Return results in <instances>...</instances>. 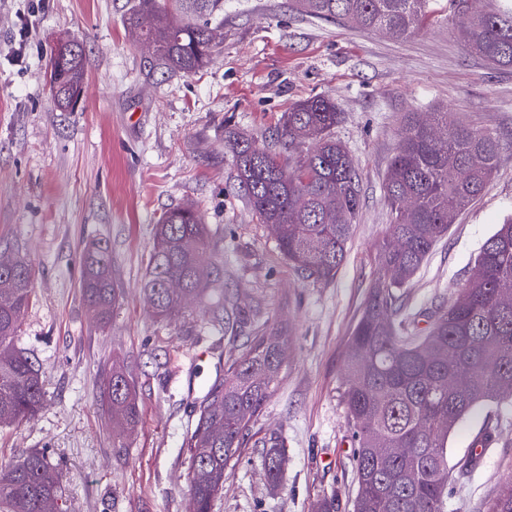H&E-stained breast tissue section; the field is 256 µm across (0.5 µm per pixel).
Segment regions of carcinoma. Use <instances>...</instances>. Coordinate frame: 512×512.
I'll return each instance as SVG.
<instances>
[{"label": "carcinoma", "instance_id": "cac0c4a2", "mask_svg": "<svg viewBox=\"0 0 512 512\" xmlns=\"http://www.w3.org/2000/svg\"><path fill=\"white\" fill-rule=\"evenodd\" d=\"M139 0L129 18L130 35L152 46L150 67L191 74L218 52L224 22L210 18L222 0ZM467 0H453L468 50L492 66L512 67V0H489L471 14ZM431 0H293L296 11L365 30L384 29L400 38L427 20ZM63 67L50 82L83 88L85 54L69 38ZM342 121L336 101L313 96L283 116L277 142L284 156L229 133L240 188L261 224L274 228L278 249L300 273L317 281L336 276L343 264L360 207L359 175L346 147L334 138ZM440 129L436 140L430 130ZM504 159L492 132L448 120L403 116L389 161L384 197L391 215L376 255V278L348 342V383L343 404L357 443L353 512H443L448 496V436L475 407L512 403V218L483 244L454 301L433 316L424 336L403 335L399 291L416 273L457 216L491 182ZM304 199L298 206L297 199ZM401 242L395 247L394 242ZM209 230L191 205L165 213L158 225L144 290L158 316L182 312L214 283L204 262ZM82 288L98 323L106 324L118 300L112 251L98 241L83 259ZM181 282L183 291L169 288ZM27 259L11 254L0 264V427L39 413L44 383L35 362L16 346L21 317L32 294ZM284 336L257 334L228 366L199 405L186 438L189 494L193 512H211L224 487V470L239 455L256 416L281 373ZM463 381L460 386L451 379ZM102 401L112 427L122 435L139 421V404L129 374L118 362L106 377ZM285 463L278 440L262 458L276 485ZM61 498L57 466L46 451H31L17 463L0 464V512H42L45 500Z\"/></svg>", "mask_w": 512, "mask_h": 512}]
</instances>
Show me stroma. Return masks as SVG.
I'll use <instances>...</instances> for the list:
<instances>
[{
	"mask_svg": "<svg viewBox=\"0 0 512 512\" xmlns=\"http://www.w3.org/2000/svg\"><path fill=\"white\" fill-rule=\"evenodd\" d=\"M138 0H0V246L19 250L33 293L17 345L37 362L40 413L0 428V463L34 449L58 464L61 512H190L185 439L193 406L250 336L288 329L285 366L245 447L224 472L213 512H313L332 496L352 512L355 441L346 421V345L369 295L376 247L387 233L384 184L404 113L442 110L497 134L505 157L485 193L406 284L409 331L424 334L472 271L483 243L512 216V68L468 53L449 0L397 39L298 13L292 0H223L224 42L203 70L148 71L126 23ZM25 41H17L20 26ZM80 41L79 102L50 93L57 37ZM314 95L343 114L335 136L359 174L361 203L335 277H302L258 223L224 146L227 131L276 143L284 112ZM189 203L210 231L219 292L159 318L144 293L157 224ZM112 250L119 301L107 325L81 288L86 250ZM250 317L220 318L225 294ZM124 363L140 419L124 438L100 404L112 360ZM286 452L278 487L261 455ZM444 512H488L512 484V406L489 403L448 439Z\"/></svg>",
	"mask_w": 512,
	"mask_h": 512,
	"instance_id": "stroma-1",
	"label": "stroma"
}]
</instances>
